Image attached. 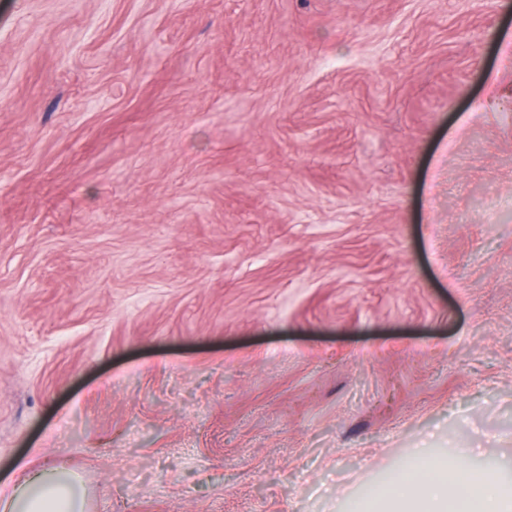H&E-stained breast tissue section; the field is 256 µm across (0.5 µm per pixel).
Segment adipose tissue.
<instances>
[{
    "label": "adipose tissue",
    "instance_id": "adipose-tissue-1",
    "mask_svg": "<svg viewBox=\"0 0 512 512\" xmlns=\"http://www.w3.org/2000/svg\"><path fill=\"white\" fill-rule=\"evenodd\" d=\"M466 448L408 449L398 466L365 500L367 512H512V485L497 466L476 467ZM0 512H88L81 477L58 464L0 486Z\"/></svg>",
    "mask_w": 512,
    "mask_h": 512
}]
</instances>
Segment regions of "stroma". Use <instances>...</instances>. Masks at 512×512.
<instances>
[{"instance_id":"obj_1","label":"stroma","mask_w":512,"mask_h":512,"mask_svg":"<svg viewBox=\"0 0 512 512\" xmlns=\"http://www.w3.org/2000/svg\"><path fill=\"white\" fill-rule=\"evenodd\" d=\"M512 459V0H0V475L340 512Z\"/></svg>"}]
</instances>
